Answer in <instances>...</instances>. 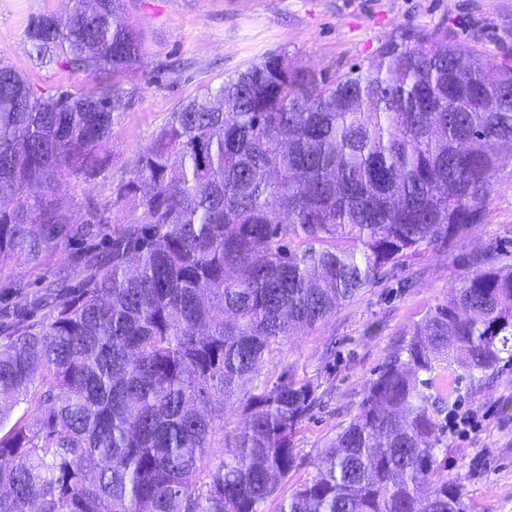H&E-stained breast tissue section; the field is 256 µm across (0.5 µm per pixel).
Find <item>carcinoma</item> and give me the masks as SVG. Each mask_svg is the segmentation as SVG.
Instances as JSON below:
<instances>
[{
	"label": "carcinoma",
	"instance_id": "1",
	"mask_svg": "<svg viewBox=\"0 0 512 512\" xmlns=\"http://www.w3.org/2000/svg\"><path fill=\"white\" fill-rule=\"evenodd\" d=\"M26 34L32 62L112 81L37 92L0 60V258L77 252L73 288L23 293L0 335V512H260L299 469L319 384L283 372L205 467L224 405L282 341L334 315L409 251L483 218L512 161V56L413 32L370 67L316 74L273 54L171 113L112 206L62 187L112 165L120 78L143 47L126 0H70ZM130 206L112 220L111 207ZM512 357V269L451 288L369 382L317 474L280 512H464L422 388L442 363ZM24 419L9 428L19 400Z\"/></svg>",
	"mask_w": 512,
	"mask_h": 512
}]
</instances>
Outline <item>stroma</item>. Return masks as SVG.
Wrapping results in <instances>:
<instances>
[{
  "label": "stroma",
  "mask_w": 512,
  "mask_h": 512,
  "mask_svg": "<svg viewBox=\"0 0 512 512\" xmlns=\"http://www.w3.org/2000/svg\"><path fill=\"white\" fill-rule=\"evenodd\" d=\"M69 8L68 0H0V59L36 90L71 86L88 92L99 84L83 72L31 63L30 21ZM127 9L144 49L141 69L121 83L134 104L112 122L111 167L75 188L78 197L103 205L111 201L113 185L130 178L138 153L171 112L265 55L283 54L303 69L333 75L353 65L368 67L382 45L408 30L437 28L447 29L449 41L489 57L512 54V0H129ZM93 246L76 241L34 261L1 262L0 307L18 304L14 283L36 291L69 273L71 253ZM504 268H512L511 162L493 176L481 223L448 244L409 254L328 321L285 340L263 364L252 394L271 387L287 368L295 378L318 381L320 399L295 436L299 470L261 504V512H279L294 483L315 475L319 448L350 423L367 383L449 289L470 272ZM446 373L452 396L428 392L440 423L470 413L480 424L463 435H441L448 476L462 483L465 512H512V358L484 372L451 366Z\"/></svg>",
  "instance_id": "obj_1"
}]
</instances>
